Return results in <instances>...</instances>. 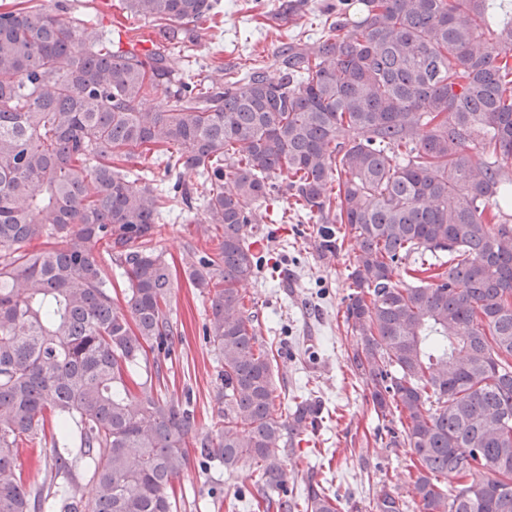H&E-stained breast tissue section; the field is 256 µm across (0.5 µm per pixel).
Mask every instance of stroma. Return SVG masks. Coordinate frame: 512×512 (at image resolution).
I'll list each match as a JSON object with an SVG mask.
<instances>
[{
    "mask_svg": "<svg viewBox=\"0 0 512 512\" xmlns=\"http://www.w3.org/2000/svg\"><path fill=\"white\" fill-rule=\"evenodd\" d=\"M224 11L218 27L198 31L196 54L199 76H213L220 64L236 63L250 53L265 58L290 38L315 42L329 33L322 13L332 0H304L301 10L276 13L275 0H222ZM100 6L99 20L122 44L157 37L158 28L128 17L120 0H69L66 19L80 16L85 5ZM287 198L268 203L259 234L265 264L256 277L241 286L252 299L263 344L279 348L274 380L279 411L290 407L293 397H320L329 411L323 424L301 435L284 460L288 484L303 491L314 482L329 483L342 496L341 512H370L378 495L389 492L411 501L409 454L388 447L390 419L376 416L368 390L354 375L349 354L359 339L347 334L343 312L348 290V266L359 249L346 241L336 257L323 258L317 243L324 227L295 223L288 218ZM206 212L170 215L156 241L172 265L173 286L168 296L170 316L178 325L168 356L162 362L170 398L191 396L200 429L210 426L209 411L222 387L221 364L204 335L210 309L208 296L188 279L191 265L202 253L213 251L217 239L204 233ZM254 467L242 461L236 470L204 468L197 463L175 480L184 501L179 512H217L216 497L232 499L252 486Z\"/></svg>",
    "mask_w": 512,
    "mask_h": 512,
    "instance_id": "1",
    "label": "stroma"
}]
</instances>
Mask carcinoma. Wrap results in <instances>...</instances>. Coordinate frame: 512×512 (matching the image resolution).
<instances>
[{"label": "carcinoma", "instance_id": "obj_1", "mask_svg": "<svg viewBox=\"0 0 512 512\" xmlns=\"http://www.w3.org/2000/svg\"><path fill=\"white\" fill-rule=\"evenodd\" d=\"M27 2L0 9V512H176L189 447L229 472L253 462L249 508L340 512L318 483L288 495L284 454L322 402L275 413V353L238 288L281 191L294 218L338 225L322 255L359 244L350 363L376 415L401 424L387 447L410 451L414 512H512V0H360L359 21L340 0L324 40L211 83L190 71L188 26L220 0H122L160 26L142 51ZM161 88L170 107H146ZM143 151L165 156L167 188L124 169ZM199 202L222 230L189 271L223 367L204 433L148 359L178 335L159 221ZM100 243L125 276L121 308ZM37 437L52 459L34 488L16 449ZM404 508L383 493L371 510Z\"/></svg>", "mask_w": 512, "mask_h": 512}]
</instances>
